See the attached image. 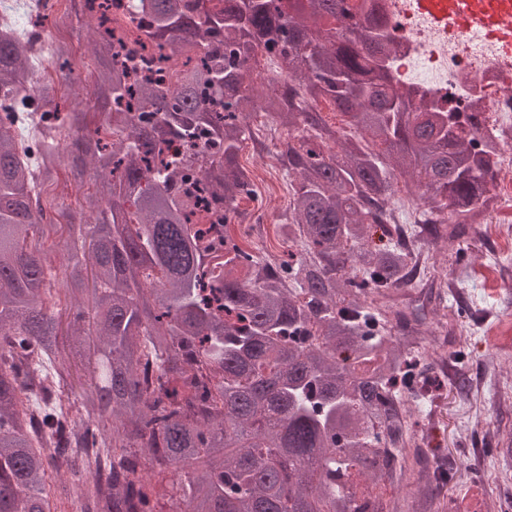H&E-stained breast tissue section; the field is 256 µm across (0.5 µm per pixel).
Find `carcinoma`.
<instances>
[{
    "label": "carcinoma",
    "instance_id": "obj_1",
    "mask_svg": "<svg viewBox=\"0 0 512 512\" xmlns=\"http://www.w3.org/2000/svg\"><path fill=\"white\" fill-rule=\"evenodd\" d=\"M156 48L204 49L199 66L167 84L132 79L121 52L103 54L98 24L80 32L97 63V129L74 104L47 101L37 169L0 120V512H54L52 472L79 478L68 497L95 512H155V478L181 470L174 512H432L433 483L463 486L457 461L430 476L417 444L424 423L408 408L436 381L434 354L463 365L454 323L427 329V308L448 295L384 223L406 173L418 223L454 242L481 235L495 164L464 136L471 112L400 106L384 66L392 46L361 31L336 0H139ZM380 45L359 46L358 32ZM286 68L267 78L264 111L288 132L279 152L289 180L270 260L225 238L208 249L187 215L228 226L257 191L237 157L255 111L258 55ZM38 53L0 31V106L30 111L20 94ZM53 62L75 81L69 44ZM346 115L341 138L317 104ZM83 223L53 224L32 207L55 183L59 130ZM62 270L64 288L55 287ZM80 309L62 328L52 301ZM88 336L86 386L62 337ZM429 347H421V337ZM415 487L401 505L385 487ZM479 512H512V493Z\"/></svg>",
    "mask_w": 512,
    "mask_h": 512
}]
</instances>
